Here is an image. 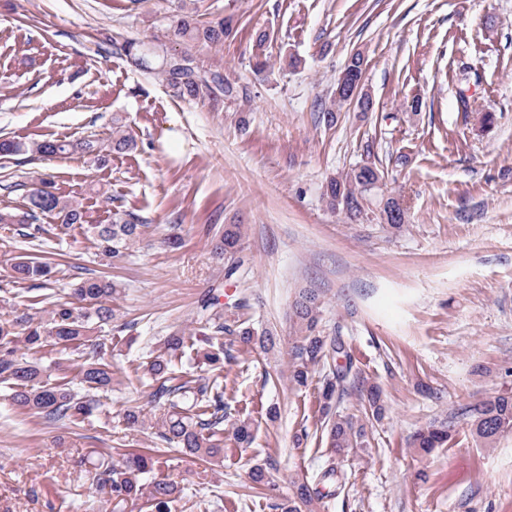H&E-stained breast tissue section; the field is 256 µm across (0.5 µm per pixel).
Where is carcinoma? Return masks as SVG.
Masks as SVG:
<instances>
[{"label":"carcinoma","instance_id":"1","mask_svg":"<svg viewBox=\"0 0 512 512\" xmlns=\"http://www.w3.org/2000/svg\"><path fill=\"white\" fill-rule=\"evenodd\" d=\"M178 14L173 35L188 46V50L171 52L159 43L146 44L122 32L112 35V46L123 52L138 70L162 78L172 96L187 101H209L218 107L226 100L235 99L240 91L217 70L205 66L207 51L224 43L233 31L229 19L220 18L202 22L186 8V0H178ZM365 59L359 52L352 54L343 73L345 84L354 89L362 84ZM133 136L122 129L119 120L113 121L112 140L102 146L95 139L84 138L76 142L41 140L25 143L14 140L0 141V155L32 153L42 157L81 152L105 160V153L123 154L133 149ZM381 171L372 163L364 162L349 172L327 181L323 200L332 210H338L351 220L367 214V202L379 188ZM28 215L35 212L54 215L61 226L85 225L86 233L97 243L104 255L119 257L140 235L141 225L124 220L112 224H87L85 211L76 199L56 192L49 182L33 189L28 195ZM381 213L394 229L404 224V209L400 202L388 198ZM26 215V216H28ZM26 216L10 211L0 212L1 224H23ZM242 225H224V234L215 243V253L224 259V278L229 279L244 263ZM55 262L46 256H28L15 262L12 278L16 282L43 279L48 281L54 273ZM72 294L88 303L79 314L65 303L54 305L46 320H37L24 314L15 320H0V384L11 391V404L48 422H61L79 427L92 417L98 406L96 396L112 391L115 377L112 365L105 355L112 353V339L94 336V325L112 321V295L117 286L106 277H81L72 283ZM321 301L312 289L299 292L294 304V326L300 335L295 351L291 377L298 386L307 383L310 366L321 361L326 352H342L340 337L322 335L319 329ZM205 328L213 329L195 356L197 364L214 372L212 380L189 375L179 379L172 375L170 365L185 356V336L174 332L165 337L160 353L147 365L150 402L159 407L161 414L153 422L147 421L142 411L129 408L123 420L132 431L151 429L155 438L190 457L218 459L224 454L220 434L224 427V385L220 381L224 372V343L220 335L229 330L228 314L205 303L198 311ZM236 333L246 343L264 349L273 343L268 329L240 327ZM26 353L17 354L18 344ZM52 346L62 352L81 353L77 378L82 392L74 391L68 381L70 366L57 362L46 367L37 355ZM352 372V364L339 365L333 371L334 380L326 382L322 391V411L329 413L336 392V382L345 381ZM364 401L376 417L384 413L382 393L375 385L361 387ZM465 414L474 434L484 443H491L498 435L512 429V394L501 393L468 407ZM451 431V421L430 423L419 430L413 444L427 452L443 446ZM363 437V427L355 425L345 416L329 418L325 425L326 447L345 454L357 447ZM158 458L142 453H127L116 464H108L92 475L96 489L106 492L112 499L113 512H123L125 505L142 497L147 498L151 512H173L177 484L159 478Z\"/></svg>","mask_w":512,"mask_h":512}]
</instances>
